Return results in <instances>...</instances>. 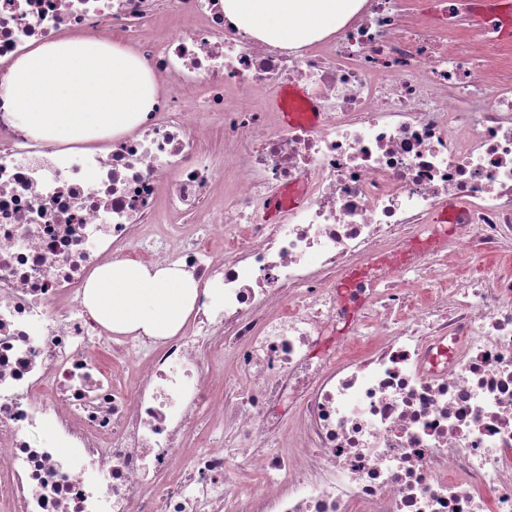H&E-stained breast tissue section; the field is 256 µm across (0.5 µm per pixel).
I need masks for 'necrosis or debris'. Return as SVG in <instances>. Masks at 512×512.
<instances>
[{"label": "necrosis or debris", "mask_w": 512, "mask_h": 512, "mask_svg": "<svg viewBox=\"0 0 512 512\" xmlns=\"http://www.w3.org/2000/svg\"><path fill=\"white\" fill-rule=\"evenodd\" d=\"M84 28L138 49L157 103L93 150L33 141L0 111V501L512 512L499 18L364 0L288 51L242 35L223 0H0V59ZM296 83L309 97L284 127L255 93ZM288 186L300 201L267 223ZM131 252L198 281L179 334L115 338L83 305L88 275ZM98 348L138 366L134 390Z\"/></svg>", "instance_id": "necrosis-or-debris-1"}]
</instances>
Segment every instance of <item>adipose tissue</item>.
Listing matches in <instances>:
<instances>
[{
	"instance_id": "adipose-tissue-1",
	"label": "adipose tissue",
	"mask_w": 512,
	"mask_h": 512,
	"mask_svg": "<svg viewBox=\"0 0 512 512\" xmlns=\"http://www.w3.org/2000/svg\"><path fill=\"white\" fill-rule=\"evenodd\" d=\"M362 0H224L245 36L298 50L328 37ZM157 85L122 40L69 34L33 45L0 68V106L29 137L91 145L135 131L156 102ZM199 285L178 266L117 258L94 270L82 302L115 335H177L191 317Z\"/></svg>"
}]
</instances>
